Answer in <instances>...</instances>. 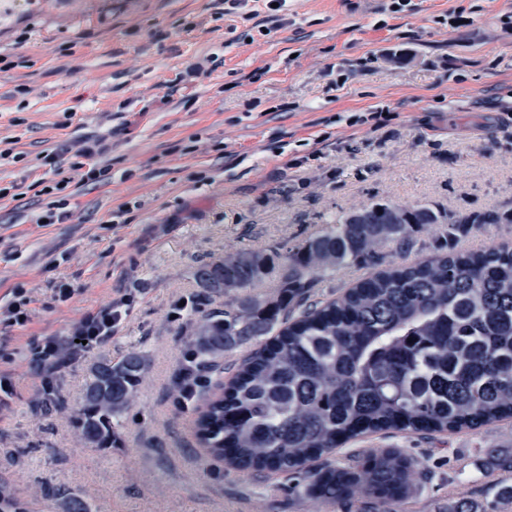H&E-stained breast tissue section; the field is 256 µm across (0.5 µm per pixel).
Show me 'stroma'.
Returning <instances> with one entry per match:
<instances>
[{
    "label": "stroma",
    "mask_w": 512,
    "mask_h": 512,
    "mask_svg": "<svg viewBox=\"0 0 512 512\" xmlns=\"http://www.w3.org/2000/svg\"><path fill=\"white\" fill-rule=\"evenodd\" d=\"M288 0L276 14L224 15L216 0H29L0 22V476L24 512H62L64 485L92 512H376L368 497L325 505L283 473L229 467L198 444L202 401L173 389L204 317L236 291L199 287L197 269L249 250L274 264L253 295L274 296L288 252L337 216L373 204L440 205L454 214L512 210V0ZM200 66L199 75L188 76ZM385 110L374 129L370 112ZM110 177L84 183L85 138ZM57 155V167L44 164ZM67 181L70 219L39 218ZM372 266L315 278L325 301ZM29 298L9 319L14 288ZM70 288L67 300L59 288ZM112 340L50 382L28 343L65 334L123 295ZM143 352L139 395L120 442L75 437L92 366ZM362 448H400L425 474L401 512H446L449 498L498 502L512 475V421L453 434L391 431Z\"/></svg>",
    "instance_id": "stroma-1"
}]
</instances>
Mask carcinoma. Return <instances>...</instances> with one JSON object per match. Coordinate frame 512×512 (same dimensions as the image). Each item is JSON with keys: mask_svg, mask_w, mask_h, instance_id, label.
<instances>
[{"mask_svg": "<svg viewBox=\"0 0 512 512\" xmlns=\"http://www.w3.org/2000/svg\"><path fill=\"white\" fill-rule=\"evenodd\" d=\"M439 225L444 253L389 264L327 302H309L312 276L338 266L377 264L385 242L402 247ZM476 224H512L491 209L454 216L417 204L364 206L288 253L277 294L246 296L205 317L193 347L199 364L267 337L196 420L206 451L252 473H296L309 460L389 430L454 433L512 419V248L456 251ZM271 258L240 251L196 271L202 288H253ZM145 355L128 352L91 369L71 422L90 448L119 441L120 418L136 398ZM420 465L400 448H363L315 471L294 489L321 503L372 495L397 512ZM65 512H89L82 496L52 490ZM448 512H481L456 497Z\"/></svg>", "mask_w": 512, "mask_h": 512, "instance_id": "1", "label": "carcinoma"}]
</instances>
